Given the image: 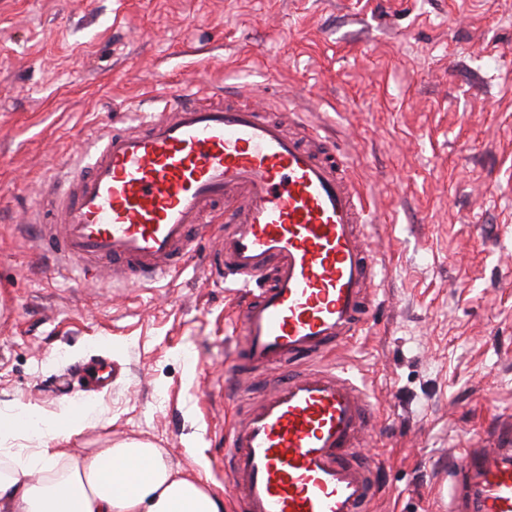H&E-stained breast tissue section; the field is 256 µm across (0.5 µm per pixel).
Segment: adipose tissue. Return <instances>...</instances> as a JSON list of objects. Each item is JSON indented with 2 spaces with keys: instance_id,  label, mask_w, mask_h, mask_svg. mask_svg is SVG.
Instances as JSON below:
<instances>
[{
  "instance_id": "obj_1",
  "label": "adipose tissue",
  "mask_w": 512,
  "mask_h": 512,
  "mask_svg": "<svg viewBox=\"0 0 512 512\" xmlns=\"http://www.w3.org/2000/svg\"><path fill=\"white\" fill-rule=\"evenodd\" d=\"M97 406L65 409L43 424L44 442L14 447L37 410L0 414V512H224V499L175 464L167 451L135 438L106 448H72ZM138 462L129 471V462Z\"/></svg>"
}]
</instances>
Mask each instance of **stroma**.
Instances as JSON below:
<instances>
[{"label": "stroma", "mask_w": 512, "mask_h": 512, "mask_svg": "<svg viewBox=\"0 0 512 512\" xmlns=\"http://www.w3.org/2000/svg\"><path fill=\"white\" fill-rule=\"evenodd\" d=\"M295 107L355 149L383 272L338 351L377 415V512H439L449 461L512 415V0H0V411L97 402L74 448L132 437L224 492L235 291L63 280L30 225L90 130L171 93ZM114 361L105 389L75 366Z\"/></svg>", "instance_id": "35a3bbf8"}]
</instances>
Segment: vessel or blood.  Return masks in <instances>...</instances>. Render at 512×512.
<instances>
[{"instance_id":"vessel-or-blood-1","label":"vessel or blood","mask_w":512,"mask_h":512,"mask_svg":"<svg viewBox=\"0 0 512 512\" xmlns=\"http://www.w3.org/2000/svg\"><path fill=\"white\" fill-rule=\"evenodd\" d=\"M349 162L304 146L262 108L178 92L138 125L98 131L44 183L53 220L34 222L35 241L64 277L160 282L223 222L203 272L247 294L233 321L245 343L234 388L247 370H287L227 424L237 512H367L376 495L361 453L376 414L354 370L332 359L365 328L381 273ZM446 496V512H512V419L463 451Z\"/></svg>"}]
</instances>
